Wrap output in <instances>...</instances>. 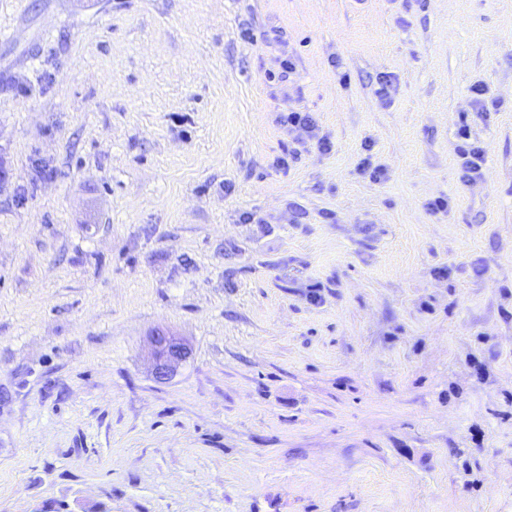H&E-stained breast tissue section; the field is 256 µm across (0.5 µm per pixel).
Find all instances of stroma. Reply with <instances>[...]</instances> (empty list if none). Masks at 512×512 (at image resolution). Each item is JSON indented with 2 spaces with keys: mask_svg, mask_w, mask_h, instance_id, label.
<instances>
[{
  "mask_svg": "<svg viewBox=\"0 0 512 512\" xmlns=\"http://www.w3.org/2000/svg\"><path fill=\"white\" fill-rule=\"evenodd\" d=\"M78 498L512 512V0H0V512ZM488 92L487 86L483 82H476L470 88L472 102L475 106L474 114L479 118H486L490 114V107L493 110H497L501 104L496 99H491L490 102L486 98ZM275 121L288 133L299 132L300 137L295 138L296 146L277 158L275 166L284 171L288 170L290 163H295L301 158L302 150L308 145H315L321 152L331 150V141L326 135H320V128L311 112L290 108L287 106L276 112ZM470 127L462 124L457 131L456 156L458 158L459 180L463 184H473L483 176L485 150L471 142ZM151 374L159 383L169 382L190 355L189 346L167 331L158 330L152 335Z\"/></svg>",
  "mask_w": 512,
  "mask_h": 512,
  "instance_id": "obj_1",
  "label": "stroma"
}]
</instances>
